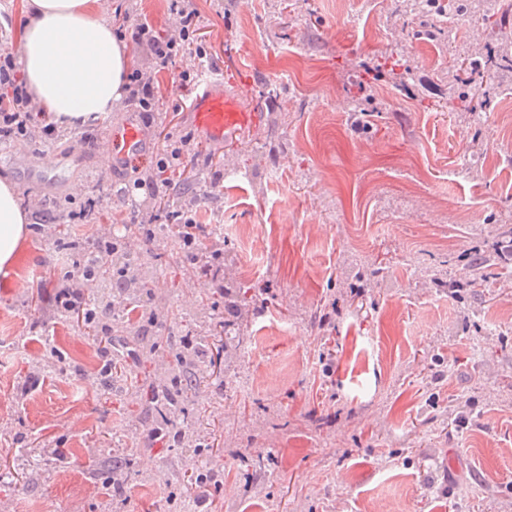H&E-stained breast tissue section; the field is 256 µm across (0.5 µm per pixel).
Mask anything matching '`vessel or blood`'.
<instances>
[{
  "mask_svg": "<svg viewBox=\"0 0 512 512\" xmlns=\"http://www.w3.org/2000/svg\"><path fill=\"white\" fill-rule=\"evenodd\" d=\"M204 85L193 102V123L204 138L220 146L239 127L255 122L256 115L243 111L235 101L225 97L221 79H205ZM106 139L112 145L113 159L121 162L145 155L149 149L144 127L133 114L115 120Z\"/></svg>",
  "mask_w": 512,
  "mask_h": 512,
  "instance_id": "b4317fda",
  "label": "vessel or blood"
}]
</instances>
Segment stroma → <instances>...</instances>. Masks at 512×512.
<instances>
[{"label": "stroma", "instance_id": "obj_1", "mask_svg": "<svg viewBox=\"0 0 512 512\" xmlns=\"http://www.w3.org/2000/svg\"><path fill=\"white\" fill-rule=\"evenodd\" d=\"M289 2L190 0L207 55L186 52L155 74L161 115L145 160L104 165L106 117L0 144V179L14 184L30 228L0 273V454L17 467L19 449L41 454L17 490L0 492V512H169L172 483L203 438L224 485L187 484L192 512H378L392 501L402 512H512V261L486 287L468 266L512 225V154L490 125L512 71L458 68L459 55L480 63L512 36V0L499 28L469 18L452 42L418 31L458 0H434L427 16L411 0H350L341 12ZM170 5L100 0L104 19L123 9L129 28L161 33L177 23ZM379 64L408 70L406 82L355 86ZM200 67L223 71L225 96L257 116L223 147L198 138L180 166L201 176L186 206L219 279L184 270L174 236L128 233L126 277L140 287L147 258L153 284L109 312L125 321L152 311L194 341L208 334L203 301L216 284L264 287L266 307L243 311L247 355L224 380L202 372L177 443L161 417L141 420L135 367L103 387L96 341L58 322L53 306L97 234L175 223L144 184L154 154L195 129L197 87L174 83ZM474 92L482 108L447 110ZM88 129L100 141L93 153ZM463 153L470 171L449 179ZM57 195L58 216L43 223L32 200ZM66 223L79 250L56 244ZM214 224L247 228L257 250L212 235ZM375 268L381 278L369 277ZM112 455L131 461L119 506L91 474Z\"/></svg>", "mask_w": 512, "mask_h": 512}]
</instances>
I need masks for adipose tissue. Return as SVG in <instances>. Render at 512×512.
Segmentation results:
<instances>
[{"label": "adipose tissue", "instance_id": "obj_1", "mask_svg": "<svg viewBox=\"0 0 512 512\" xmlns=\"http://www.w3.org/2000/svg\"><path fill=\"white\" fill-rule=\"evenodd\" d=\"M17 51L29 92L60 125L118 107L131 56L99 0H29ZM27 234L14 187L0 180V271L15 263Z\"/></svg>", "mask_w": 512, "mask_h": 512}]
</instances>
